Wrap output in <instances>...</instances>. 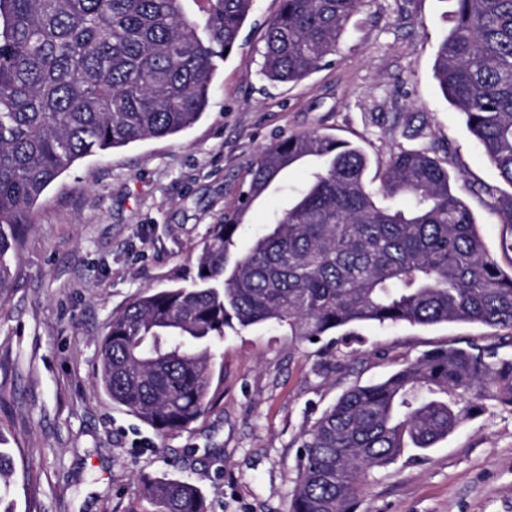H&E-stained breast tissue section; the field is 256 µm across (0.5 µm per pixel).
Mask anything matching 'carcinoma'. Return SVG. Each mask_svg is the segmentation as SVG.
<instances>
[{
  "mask_svg": "<svg viewBox=\"0 0 512 512\" xmlns=\"http://www.w3.org/2000/svg\"><path fill=\"white\" fill-rule=\"evenodd\" d=\"M362 0H281L262 72L296 83L332 61ZM254 0H0V298L17 279L23 227L75 162L202 117L217 66ZM434 77L512 186V0H456ZM315 166L291 204L236 251L246 206L279 174ZM362 149L297 133L264 149L241 207L202 243L195 275L112 316L96 385L157 431L200 417L211 348L226 330L277 326L300 342L354 325L478 323L512 330V273L487 253L448 169L425 149L391 154L379 185ZM512 227V193L491 187ZM492 398L512 405V358L437 348L344 392L300 437L288 512H354L371 470L424 451ZM13 459L0 448V512H13ZM152 512H207L191 482L139 475Z\"/></svg>",
  "mask_w": 512,
  "mask_h": 512,
  "instance_id": "cac0c4a2",
  "label": "carcinoma"
}]
</instances>
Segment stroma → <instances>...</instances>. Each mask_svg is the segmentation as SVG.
Segmentation results:
<instances>
[{
    "mask_svg": "<svg viewBox=\"0 0 512 512\" xmlns=\"http://www.w3.org/2000/svg\"><path fill=\"white\" fill-rule=\"evenodd\" d=\"M279 8L255 0L198 123L78 161L34 209L20 277L0 303V431L15 459V512H145L141 474L192 482L209 512H287L295 441L346 390L449 345L512 357V331L463 322L364 324L351 341L316 345L270 326L229 330L212 350L204 413L164 434L96 389L113 314L195 274L207 230L238 206L262 150L293 133L328 134L382 162L401 147L435 148L490 255L512 264V228L485 192L503 182L433 77L453 0H364L332 62L273 84L261 65ZM305 174L285 170L253 201L239 247L287 208ZM356 512H512V406L485 401L434 448L373 470Z\"/></svg>",
    "mask_w": 512,
    "mask_h": 512,
    "instance_id": "1",
    "label": "stroma"
}]
</instances>
